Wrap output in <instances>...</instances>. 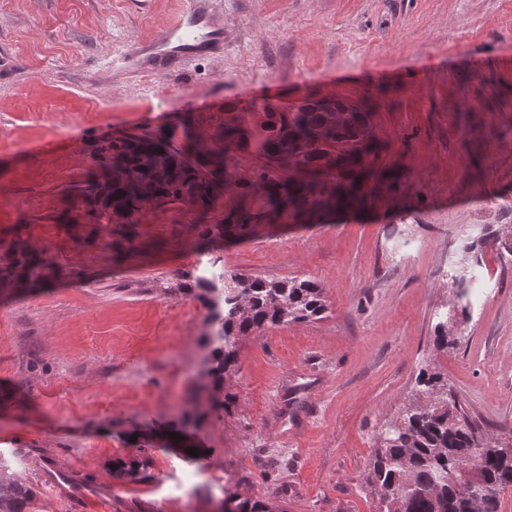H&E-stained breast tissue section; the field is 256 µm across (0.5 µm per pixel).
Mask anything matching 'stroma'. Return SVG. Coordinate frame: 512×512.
Returning <instances> with one entry per match:
<instances>
[{
	"label": "stroma",
	"mask_w": 512,
	"mask_h": 512,
	"mask_svg": "<svg viewBox=\"0 0 512 512\" xmlns=\"http://www.w3.org/2000/svg\"><path fill=\"white\" fill-rule=\"evenodd\" d=\"M183 2L0 0V240L27 237L63 269L0 287V473L31 487L25 512H103L107 491L111 512H213L228 490L285 512H377L375 438L421 368L482 429L512 435V254L466 251L483 227L512 228V0H221L222 54L177 77L114 64ZM252 88L280 105L371 102L383 165L402 176L362 208L225 241V272L311 279L327 309L239 340L223 420L136 448L132 430L194 408L207 310L167 287L197 266L196 212L148 210L141 249L119 262L94 225L60 218L91 141L164 127L191 98L236 112ZM463 304L456 343L436 349ZM132 457L142 479L113 478Z\"/></svg>",
	"instance_id": "obj_1"
}]
</instances>
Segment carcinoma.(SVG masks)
<instances>
[{
  "instance_id": "carcinoma-1",
  "label": "carcinoma",
  "mask_w": 512,
  "mask_h": 512,
  "mask_svg": "<svg viewBox=\"0 0 512 512\" xmlns=\"http://www.w3.org/2000/svg\"><path fill=\"white\" fill-rule=\"evenodd\" d=\"M385 146L373 135L365 104L306 99L281 108L252 101L224 113L219 131L202 141L188 119L160 131L141 129L104 137L89 148L91 178L76 186L80 217L105 231L102 245L117 255L140 247L138 225L148 208H196L194 228L208 245L247 236L256 224H288L319 207L344 211L366 200L364 186L393 176L379 164ZM255 160L241 175L240 155ZM224 203V215L211 218ZM206 264L180 272L169 292L194 296L207 310L212 332L203 337L208 381L191 386L194 401L180 413L183 429L220 419L233 405L224 382L235 370L237 344L267 327L317 319L326 311L324 291L298 276L268 279L216 271L223 257L207 249ZM45 249L16 236L0 242V283L32 288L57 275ZM415 403L376 436L367 483L379 512H499L501 493L512 487V441L471 423L448 382L433 368L415 377ZM112 476L131 479L146 462L113 463ZM475 484L480 497L461 493ZM22 482L0 476V512H24L32 497ZM224 512H281L269 502L229 492Z\"/></svg>"
}]
</instances>
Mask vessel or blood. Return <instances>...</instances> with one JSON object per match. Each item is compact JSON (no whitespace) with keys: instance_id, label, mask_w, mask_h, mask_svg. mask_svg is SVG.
<instances>
[{"instance_id":"vessel-or-blood-1","label":"vessel or blood","mask_w":512,"mask_h":512,"mask_svg":"<svg viewBox=\"0 0 512 512\" xmlns=\"http://www.w3.org/2000/svg\"><path fill=\"white\" fill-rule=\"evenodd\" d=\"M224 43V19L215 0H186L185 8L154 39L124 53L126 71L179 70L191 59L207 55L209 47Z\"/></svg>"}]
</instances>
